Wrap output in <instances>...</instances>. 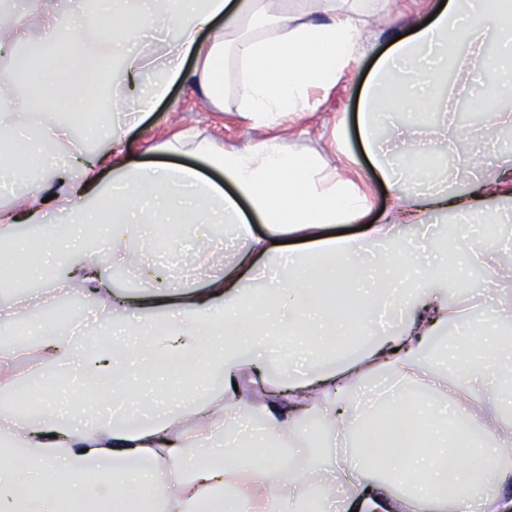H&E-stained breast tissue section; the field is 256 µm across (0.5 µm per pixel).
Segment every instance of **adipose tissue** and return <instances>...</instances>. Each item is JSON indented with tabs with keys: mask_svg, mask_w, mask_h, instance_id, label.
Returning <instances> with one entry per match:
<instances>
[{
	"mask_svg": "<svg viewBox=\"0 0 512 512\" xmlns=\"http://www.w3.org/2000/svg\"><path fill=\"white\" fill-rule=\"evenodd\" d=\"M419 30L403 32L376 61L359 97L362 150L387 186L386 223L357 237L326 235L335 224L362 223L370 197L319 151L299 152L274 137L246 148L199 144L215 183L194 167L128 166L111 158L116 179L101 193L96 162L52 146L71 129L62 115L92 108L87 90L60 69L104 80L106 66L90 51L102 43L124 74H155L126 111L112 100L113 145L138 125L193 60L192 77L215 105L232 101L251 127L316 111V90L347 74L368 48L365 11L336 0H93L91 18L59 22L56 0H35L37 38L17 43L18 27L0 6V45L14 43L15 74L0 81V104L49 101L31 115L32 133L16 138L19 113H0V181L25 184L12 212L0 213V249L22 259L0 266V318L27 322L28 343L0 347V388H17L15 360L31 357L26 387L75 369L93 394L125 411L122 420L88 419L83 401L34 415L0 407V505L6 512H504L512 504V265L503 266L473 224H501L505 211L488 200L512 198L507 163L472 153L466 169L476 193H450L430 159L432 147L453 150L461 134L453 113L460 84L475 68L495 74L498 95L512 98V0H443ZM171 31L165 59L145 65L134 48L143 32ZM439 112L430 123L391 124L395 114ZM76 213L77 224H50L46 203ZM451 214L455 247L467 265L505 285L484 325L470 300H449L441 281L448 260L420 259L410 237L429 217ZM266 224L252 231L251 217ZM180 225L208 264L203 285L172 297L168 280L146 273L138 293L116 289L112 266L138 269L148 240L139 228ZM30 225L48 246L67 252L77 231L106 230V246L69 261L61 290L81 288L111 321L74 333L48 315L31 317L39 300L18 290L19 276L42 278L45 253L28 259L14 238ZM228 229L237 246L225 262ZM297 240L294 248L286 240ZM402 313L394 330L379 328L380 306ZM162 308L163 321L145 317ZM112 350L102 354L101 336ZM301 339L289 352L280 337ZM194 363L190 372L171 360ZM277 362L278 381L263 373ZM191 391L193 425L164 407ZM419 426V453L385 447L390 421ZM274 448L259 464L245 448ZM243 472L225 469V456Z\"/></svg>",
	"mask_w": 512,
	"mask_h": 512,
	"instance_id": "ef3b65f1",
	"label": "adipose tissue"
}]
</instances>
